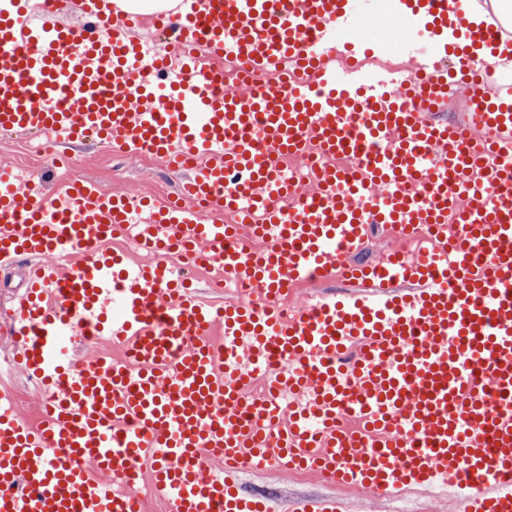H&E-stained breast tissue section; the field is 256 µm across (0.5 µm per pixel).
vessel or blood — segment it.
Here are the masks:
<instances>
[{
	"instance_id": "obj_1",
	"label": "vessel or blood",
	"mask_w": 512,
	"mask_h": 512,
	"mask_svg": "<svg viewBox=\"0 0 512 512\" xmlns=\"http://www.w3.org/2000/svg\"><path fill=\"white\" fill-rule=\"evenodd\" d=\"M108 2L83 0L89 31L33 24L21 2L0 13V132H92L197 170L138 221L93 182L50 202L14 191L16 170L0 166V262L91 251L71 270L34 267L19 302L15 362L49 396L30 428L0 391V512H142L150 495L168 512H278L235 492L243 468L270 461L343 486L448 487L462 512H512V79L486 92L471 53L495 50L502 28L474 23L468 0H400L403 17L426 18L396 46L413 68L369 74V43L349 34L373 0H190L172 56L133 38L142 17L113 20ZM227 57L243 68L236 90ZM461 94L466 118L435 119ZM310 149L324 162L300 195L286 161ZM373 224L428 246L353 261ZM118 233L153 262L101 249ZM175 249L220 263L248 299L199 303L173 276ZM335 273L366 293L283 316L293 288ZM70 331L107 334L125 356L73 361ZM253 365L269 373L259 395ZM291 512L344 507L302 498Z\"/></svg>"
}]
</instances>
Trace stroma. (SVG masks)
Masks as SVG:
<instances>
[{
    "instance_id": "1",
    "label": "stroma",
    "mask_w": 512,
    "mask_h": 512,
    "mask_svg": "<svg viewBox=\"0 0 512 512\" xmlns=\"http://www.w3.org/2000/svg\"><path fill=\"white\" fill-rule=\"evenodd\" d=\"M51 153V147L38 144L34 135L0 132V163L10 164L24 172L29 180L41 184L50 200L62 194L71 176L94 182L105 193L140 199L180 194L189 175L188 170L168 168L149 155L115 152L94 135L86 136L79 143L69 171L51 167ZM171 266L177 275L191 281L200 300L213 306H221L225 300L238 296L235 284L214 287V280L222 274L219 265L190 269L175 259ZM26 272L27 265L23 262L0 267V390L13 394L21 420L33 425L39 420V411L48 393L9 363L13 338L8 326L27 287ZM361 290V285L338 278H320L297 287L285 306L295 313L321 296ZM239 490L246 495L268 494L284 500L305 496L336 497L346 503L348 512H459L451 496L433 489L409 486L382 494L366 487L336 485L311 474L285 473L270 466L246 468L239 477Z\"/></svg>"
}]
</instances>
